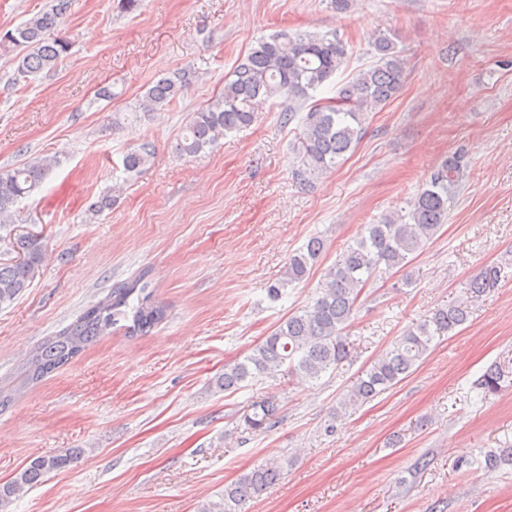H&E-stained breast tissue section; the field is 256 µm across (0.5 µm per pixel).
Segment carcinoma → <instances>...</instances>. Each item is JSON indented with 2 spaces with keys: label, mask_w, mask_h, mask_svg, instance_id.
Wrapping results in <instances>:
<instances>
[{
  "label": "carcinoma",
  "mask_w": 512,
  "mask_h": 512,
  "mask_svg": "<svg viewBox=\"0 0 512 512\" xmlns=\"http://www.w3.org/2000/svg\"><path fill=\"white\" fill-rule=\"evenodd\" d=\"M67 0H57L21 25L0 30V53L15 54V81L32 82L53 70L71 49V40L60 33V19ZM374 62L342 86L331 101L312 100L320 88L343 66L346 44L335 35L277 32L257 41L224 80V90L193 113L176 151L194 158L212 148L224 133L246 127L256 119V107L271 99L285 105L283 118H300L297 144L298 179L310 181L336 167L363 133L369 113L382 109L402 89L406 59L386 33L374 39ZM187 76L158 79L146 92L145 110L168 106L183 94ZM304 116H299L301 110ZM155 154V146L143 139L123 158L127 172H138ZM50 157L32 159L18 167L0 170V223L12 220L13 208L39 189L56 167ZM467 167L465 153L456 152L435 165L408 210L382 216L366 224L353 243L346 245L328 268L313 303L298 309L236 362L224 366L215 379L221 391L241 388L258 377L293 373L307 379L338 371L352 358V346L345 334L355 305L379 274L406 266L408 256L422 249L448 222V194L457 189ZM17 259L0 262V308L12 304L28 288L43 257V239L34 234L14 239ZM324 251V242L313 237L294 252L282 277L268 286L272 299L306 278ZM501 269L487 266L468 284L465 300L434 310L430 316L409 327L373 360L344 394L340 408L361 406L394 388L420 366L433 341L465 324L470 303L498 285ZM148 272L113 286L108 294L87 308L72 324L47 338L28 353L16 381L0 385V411L9 407L30 387L68 364L112 328L128 336H145L167 317V305L150 288ZM504 374L496 364L480 376L476 387L486 395L501 388ZM279 407L270 396L253 402L244 417L247 429L264 433L276 422ZM83 450L39 456L30 460L7 483H0V512H6L13 497L25 488L44 482L45 477L78 462ZM486 466L512 464V446L485 456ZM288 469V459H272L243 474L224 487L218 502L203 505L200 512H246L250 501L278 482Z\"/></svg>",
  "instance_id": "obj_1"
}]
</instances>
